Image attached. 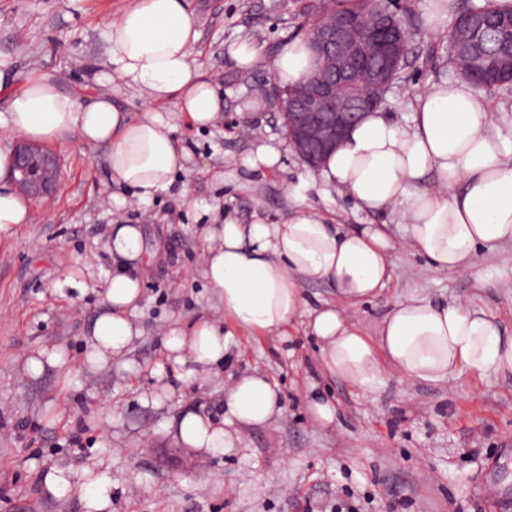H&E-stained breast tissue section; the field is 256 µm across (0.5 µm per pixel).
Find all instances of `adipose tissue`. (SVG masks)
<instances>
[{
  "label": "adipose tissue",
  "instance_id": "obj_1",
  "mask_svg": "<svg viewBox=\"0 0 512 512\" xmlns=\"http://www.w3.org/2000/svg\"><path fill=\"white\" fill-rule=\"evenodd\" d=\"M108 64L88 83L62 89L51 77L27 78L11 89L0 70V135L41 144L107 146V168L120 194L107 198L113 212L129 202L150 203L191 153L175 136L174 105L199 128L217 126L224 100L214 81L193 65L199 39L188 0H137L107 24ZM314 68L307 41L288 43L276 57L278 83L300 84ZM136 91L146 108L131 116L114 101L122 88ZM413 125L402 128L382 112L369 114L320 168L326 186L340 189L358 209L396 212L401 238L383 224H333L306 206L308 183L290 193L299 207L281 223L253 213L250 223L225 217L200 228L202 274L237 331L283 334L304 320L331 375L368 390L384 371L399 380L439 383L467 369L481 375L512 371V340L502 338L497 315L479 298L437 304L421 296L395 301L365 333L353 317L393 276L398 250L415 249L427 266L457 273L491 269L499 244L512 243V123L488 112L475 86L457 79L415 95ZM11 152L0 150V233L30 221L25 198L7 179ZM112 270L100 286L103 308L85 340L83 363L111 368L143 331L137 315L151 255L139 224L113 223L106 231ZM307 283L328 284L331 302L310 306ZM161 356L149 374L155 384L142 405L161 407L182 399L194 367L223 365L229 336L210 317L173 319L160 330ZM283 414L274 383L254 372L232 378L224 389V413L188 409L170 419L166 432L183 445L211 454L239 448L245 433Z\"/></svg>",
  "mask_w": 512,
  "mask_h": 512
}]
</instances>
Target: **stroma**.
<instances>
[{"mask_svg": "<svg viewBox=\"0 0 512 512\" xmlns=\"http://www.w3.org/2000/svg\"><path fill=\"white\" fill-rule=\"evenodd\" d=\"M198 18L194 57L214 76L224 98V120L211 130L181 123L177 136L192 153L191 174L148 206L124 212L142 224L159 248L144 285L141 322L145 330L131 358L138 364L159 355V327L169 317L191 322L200 315L223 317L222 307L199 272L196 227L225 216L249 223L255 209L280 220L291 208L288 187L310 181L308 202L339 224H398V217L356 211L339 193L323 194L318 172L304 164L284 128L271 62L288 42L305 39L320 0H189ZM421 0H409L411 64L405 79L389 90L381 109L409 125L415 90L453 79L445 35L467 6L449 0L436 27H428ZM129 0H0V59L19 79L53 74L64 84L81 83L108 59L105 25ZM248 38L263 61L240 70L229 46ZM259 100L258 110L245 105ZM282 150L280 168L265 175L244 173L239 159L254 141ZM60 181L53 197L30 201L31 221L0 235V512H85L83 492L57 498L45 485L51 468L80 473L105 461L111 465L112 512H484L479 483L502 495L500 512H512V372L487 377L463 371L439 384H405L383 375L364 393L323 369L317 345L299 325L288 332L295 348L287 357L279 337L233 336L223 366L201 371L184 388L182 403L142 406L147 374L113 364L92 373L81 364L84 342L100 298L66 284L88 270L105 277L112 261L100 240L113 215L104 199L106 150L78 140L58 147ZM223 172V180L212 171ZM481 294L499 314L502 335L512 337V244L496 250L484 284L474 276L435 270L406 251L399 253L391 283L378 300L361 306L356 318L373 331L387 306L416 294L436 302ZM43 345L61 349L66 368L25 375L24 359ZM278 384L282 420L247 432L241 448L210 455L177 443L166 422L182 409L207 413L224 407V384L253 371ZM328 397L335 422L317 426L305 398L308 385ZM121 434H101L107 417Z\"/></svg>", "mask_w": 512, "mask_h": 512, "instance_id": "obj_1", "label": "stroma"}]
</instances>
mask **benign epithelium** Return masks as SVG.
I'll return each mask as SVG.
<instances>
[{
  "label": "benign epithelium",
  "instance_id": "1",
  "mask_svg": "<svg viewBox=\"0 0 512 512\" xmlns=\"http://www.w3.org/2000/svg\"><path fill=\"white\" fill-rule=\"evenodd\" d=\"M384 4L365 27L366 18L331 12L328 20L307 33L311 51L319 63L312 77L313 88L298 99H288L290 137L296 153L313 169L328 153L338 148L347 131L364 116L363 110L380 102L359 103L346 99L339 87L364 76L379 78L384 66H391L409 49V31L402 19L404 0H363ZM369 31L381 47V65L376 67L363 53L358 34ZM14 178L25 196L42 199L54 194L58 180L55 154L40 146L19 142L14 149Z\"/></svg>",
  "mask_w": 512,
  "mask_h": 512
}]
</instances>
